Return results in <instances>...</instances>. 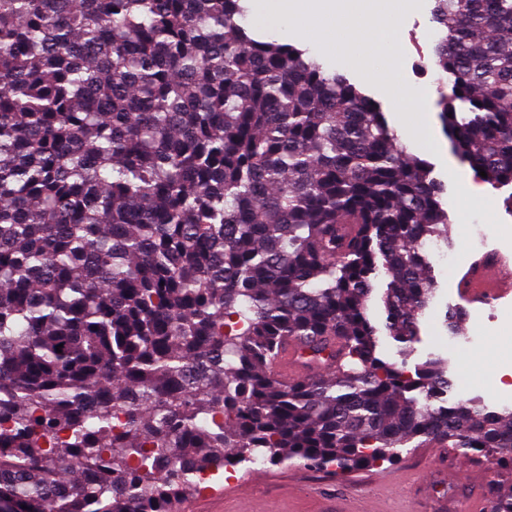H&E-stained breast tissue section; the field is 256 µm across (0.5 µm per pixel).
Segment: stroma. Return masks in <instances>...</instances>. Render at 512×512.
<instances>
[{
	"label": "stroma",
	"instance_id": "obj_1",
	"mask_svg": "<svg viewBox=\"0 0 512 512\" xmlns=\"http://www.w3.org/2000/svg\"><path fill=\"white\" fill-rule=\"evenodd\" d=\"M433 7V0H420L415 10L404 15L398 73L404 84L429 90V97L419 108L436 120L441 112L440 99L450 94L452 84L430 64L436 43ZM322 64L364 89L380 104L388 126L399 130L403 115L394 111L383 83L363 77L338 57L323 58ZM409 151L428 164L431 178L444 189L442 200L450 205L447 251L452 261L446 267L435 265V297L419 318L414 341L405 346L382 328V295L388 279L382 276L375 281L368 315L380 329L378 355L392 363L405 361L412 366L432 357L441 358L455 382L453 392L446 397L448 403L478 398L492 411L512 408V388L468 382L463 377L464 361L477 345L500 348V355L489 360L492 369L512 367V295L489 305L466 301L458 290L459 277L485 252L502 249L512 263V205L506 202L512 189L488 184L483 200L459 202L458 187L448 177L449 164L457 160L450 145H413ZM459 307L464 314L452 335L446 328L445 314ZM210 485L224 492L223 500L213 502L214 512H238L244 496L249 499L251 512H327L332 502L351 512L366 499L373 502L375 512H438L442 507L456 512L468 492L486 500L491 490L511 488L512 470L498 469L484 459L425 441L420 447L403 449L395 462L375 468L339 472L317 469L302 461L242 463L233 476H212Z\"/></svg>",
	"mask_w": 512,
	"mask_h": 512
}]
</instances>
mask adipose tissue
<instances>
[{"label": "adipose tissue", "instance_id": "ef3b65f1", "mask_svg": "<svg viewBox=\"0 0 512 512\" xmlns=\"http://www.w3.org/2000/svg\"><path fill=\"white\" fill-rule=\"evenodd\" d=\"M253 16L269 27L299 31L318 52L345 59L364 77L383 80L396 111L417 89L397 75L400 20L417 0H249Z\"/></svg>", "mask_w": 512, "mask_h": 512}]
</instances>
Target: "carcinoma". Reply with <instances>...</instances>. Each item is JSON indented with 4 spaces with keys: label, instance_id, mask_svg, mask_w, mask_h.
<instances>
[{
    "label": "carcinoma",
    "instance_id": "carcinoma-1",
    "mask_svg": "<svg viewBox=\"0 0 512 512\" xmlns=\"http://www.w3.org/2000/svg\"><path fill=\"white\" fill-rule=\"evenodd\" d=\"M242 2L0 0V512H171L229 465L420 438L512 468V410L436 406L443 364L376 355L380 272L401 343L434 298L441 186ZM433 16L444 132L511 186L512 0ZM288 339L328 372L279 383Z\"/></svg>",
    "mask_w": 512,
    "mask_h": 512
}]
</instances>
